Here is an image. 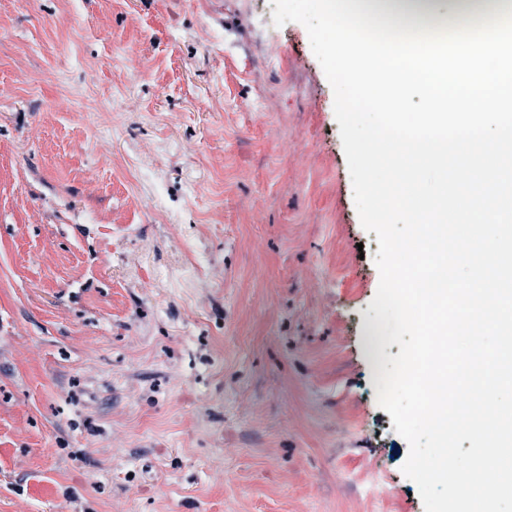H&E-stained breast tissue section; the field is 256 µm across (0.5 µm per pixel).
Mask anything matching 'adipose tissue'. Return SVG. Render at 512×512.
Returning <instances> with one entry per match:
<instances>
[{
    "label": "adipose tissue",
    "mask_w": 512,
    "mask_h": 512,
    "mask_svg": "<svg viewBox=\"0 0 512 512\" xmlns=\"http://www.w3.org/2000/svg\"><path fill=\"white\" fill-rule=\"evenodd\" d=\"M503 12L501 0H336L335 14L358 16L374 26L427 31L452 17Z\"/></svg>",
    "instance_id": "1"
}]
</instances>
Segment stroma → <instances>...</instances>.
Listing matches in <instances>:
<instances>
[{
  "label": "stroma",
  "instance_id": "obj_1",
  "mask_svg": "<svg viewBox=\"0 0 512 512\" xmlns=\"http://www.w3.org/2000/svg\"><path fill=\"white\" fill-rule=\"evenodd\" d=\"M271 0H0V512H425L378 243Z\"/></svg>",
  "mask_w": 512,
  "mask_h": 512
}]
</instances>
